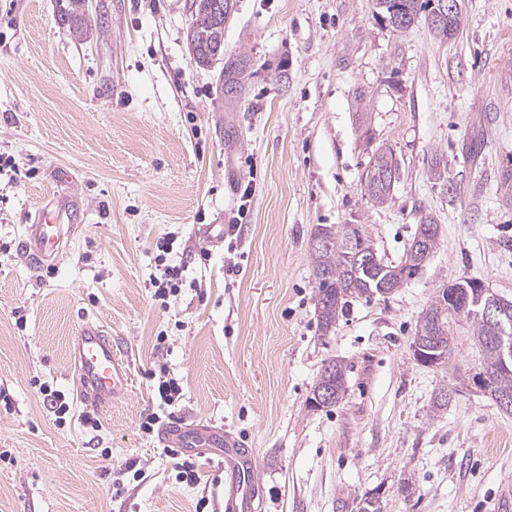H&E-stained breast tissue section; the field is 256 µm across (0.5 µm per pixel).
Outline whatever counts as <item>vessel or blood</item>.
<instances>
[{
  "label": "vessel or blood",
  "mask_w": 512,
  "mask_h": 512,
  "mask_svg": "<svg viewBox=\"0 0 512 512\" xmlns=\"http://www.w3.org/2000/svg\"><path fill=\"white\" fill-rule=\"evenodd\" d=\"M22 247L30 264L57 262L62 250L58 213L42 211L36 223L27 226ZM72 365L75 387L89 405L106 406L130 388L128 360L94 321L81 325L73 343ZM159 440L169 448L219 450V470L226 475L228 487L217 497L215 512H262L263 495L255 477L256 456L252 449L240 447L220 428L210 425L172 423L161 428Z\"/></svg>",
  "instance_id": "b4317fda"
}]
</instances>
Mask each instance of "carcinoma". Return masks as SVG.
<instances>
[{"instance_id": "obj_1", "label": "carcinoma", "mask_w": 512, "mask_h": 512, "mask_svg": "<svg viewBox=\"0 0 512 512\" xmlns=\"http://www.w3.org/2000/svg\"><path fill=\"white\" fill-rule=\"evenodd\" d=\"M67 6L61 9L60 20L78 25L84 15L85 0H66ZM207 0H193L196 25L189 28L187 41L192 54L200 65H207L214 57L224 56V28L216 27L202 15V5ZM436 0H376L378 14L393 25L397 19L404 20L406 27L424 22L438 35L448 38V26L438 25L434 20ZM396 161L389 150L377 152L369 162L365 175L370 197L378 204L391 199L394 181L391 179ZM316 229L328 235L325 245L311 251L313 276L317 290V310L320 328L323 333L331 332L339 314L343 312L348 298L354 295L374 293L380 283L386 281L389 288L396 291L404 287L423 267L413 258L419 252L417 238H412L405 259L397 265L382 262L380 265L362 262L355 264L352 256L367 242L369 236L361 224H343L339 227L319 224ZM459 287L453 282L437 291L435 299L416 326L414 338L424 339L433 347L451 350L453 336L448 317L447 291ZM470 322L475 342L479 345L483 367L490 374L488 397L493 402L508 397L512 399V365L505 368L499 365L496 346V331L492 323L476 314H462ZM327 384L337 397H342L345 384V368L335 360L326 363Z\"/></svg>"}]
</instances>
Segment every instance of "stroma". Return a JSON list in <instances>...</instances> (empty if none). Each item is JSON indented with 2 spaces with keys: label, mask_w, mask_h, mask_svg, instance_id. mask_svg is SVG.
I'll return each mask as SVG.
<instances>
[{
  "label": "stroma",
  "mask_w": 512,
  "mask_h": 512,
  "mask_svg": "<svg viewBox=\"0 0 512 512\" xmlns=\"http://www.w3.org/2000/svg\"><path fill=\"white\" fill-rule=\"evenodd\" d=\"M191 2L88 0L78 36L59 0H0V512H213L197 504L214 495L217 457L170 453L140 429L154 414L255 449L263 512H359L373 497L382 512H503L512 415L468 385L481 361L469 324H453L445 366L410 345L448 281L512 297V0H460L447 41L423 23L393 29L374 0H235L224 57L207 66L186 39ZM378 149L399 169L384 205L364 182ZM435 155L453 193L433 183ZM62 197L74 229L58 263L32 266L26 226ZM428 213L440 240L419 274L350 299L323 335L316 225H363L396 265ZM240 218L229 243L192 233ZM165 264L186 282L163 306L151 280ZM86 319L133 374L96 431L69 378ZM333 358L345 393L311 409ZM160 371L182 386L170 407L153 391ZM44 383L70 400L65 423ZM184 461L196 482L180 481Z\"/></svg>",
  "instance_id": "35a3bbf8"
}]
</instances>
